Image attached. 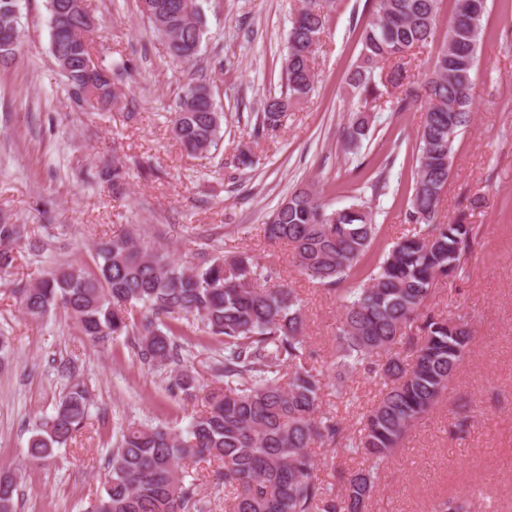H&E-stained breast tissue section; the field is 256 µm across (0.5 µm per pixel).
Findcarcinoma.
<instances>
[{"label": "carcinoma", "mask_w": 512, "mask_h": 512, "mask_svg": "<svg viewBox=\"0 0 512 512\" xmlns=\"http://www.w3.org/2000/svg\"><path fill=\"white\" fill-rule=\"evenodd\" d=\"M441 0H373L360 35L361 49L346 83L361 106L351 110L342 138L355 154L370 134L373 106L400 112L414 101L409 65L433 42ZM181 0H139L150 28L182 66L195 65L207 33L204 9L188 13ZM49 51L65 79L70 101L81 108L118 99L115 72L88 66L94 22L83 0H47ZM330 6L302 0L288 33L285 90L263 103L256 132H273L315 87L313 62ZM487 0H455L442 44L429 62L427 106L418 131L417 167L406 219L415 224L384 250L358 280L353 270L375 244L380 228L364 201L331 209L312 185L292 191L270 213L267 238L293 247L299 274L337 293L341 303L335 359L319 370L304 334L301 298L294 288H261L271 267L247 253L199 251L179 263L167 251L128 232L99 246L92 262L57 263L40 278L14 283L26 318L40 321L63 311L92 339L126 336L141 364L164 378L170 397L191 400L200 391L193 366L175 340L194 318L205 339L222 345L210 369L224 385L208 390L203 409L186 425L130 421L116 427L108 474L90 512H206L197 493L199 472L186 463L215 465L213 488L224 512H366L379 475L411 428L439 401L470 355L472 327L460 315L432 307L438 284L469 276L478 228L466 213L440 214L455 139L469 123L473 74L482 42ZM0 64L19 53L18 0H0ZM207 86L182 88L171 118L189 153H210L223 141L224 113ZM26 225L0 218V277L12 274ZM407 350L402 355L401 350ZM69 383L53 412L28 441L38 461L77 437L88 420L89 396L62 365ZM364 373L380 398L348 435L335 417L320 414L323 380L334 379L336 398L349 402L346 381ZM328 447L360 459L357 469L317 473L312 452ZM18 477L0 474V512H17ZM475 495L435 501L430 512H482Z\"/></svg>", "instance_id": "carcinoma-1"}]
</instances>
